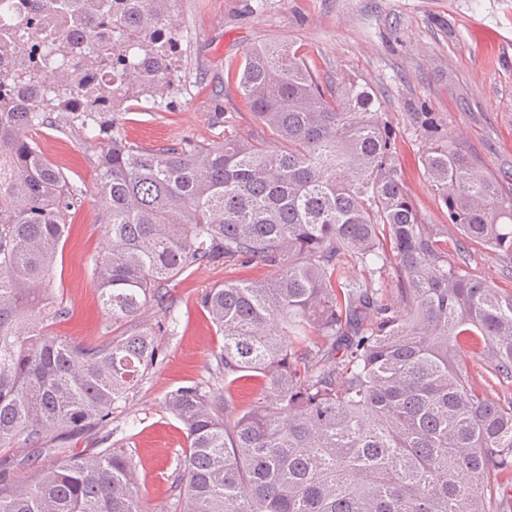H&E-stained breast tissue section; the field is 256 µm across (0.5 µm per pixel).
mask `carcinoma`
I'll return each instance as SVG.
<instances>
[{
	"label": "carcinoma",
	"mask_w": 512,
	"mask_h": 512,
	"mask_svg": "<svg viewBox=\"0 0 512 512\" xmlns=\"http://www.w3.org/2000/svg\"><path fill=\"white\" fill-rule=\"evenodd\" d=\"M177 0H8L0 13V448H43L105 426L153 367L150 330L98 343L54 336L51 279L82 190L28 132L63 113L99 140L106 246L92 275L112 323L167 301L188 268L259 260L268 281L202 294L224 346V391L180 386L181 512H508L512 293L472 275L403 185L386 113L336 93L286 45L249 50L238 87L261 126L220 146L148 150L119 130L135 95L158 104L180 41ZM424 175L465 238L512 252V197L422 112ZM395 279L393 294L380 277ZM468 348L478 382L459 362ZM263 382L233 412L237 382ZM0 512H148L122 448L65 455Z\"/></svg>",
	"instance_id": "1"
}]
</instances>
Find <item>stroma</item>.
Listing matches in <instances>:
<instances>
[{"label": "stroma", "mask_w": 512, "mask_h": 512, "mask_svg": "<svg viewBox=\"0 0 512 512\" xmlns=\"http://www.w3.org/2000/svg\"><path fill=\"white\" fill-rule=\"evenodd\" d=\"M174 21L181 39L166 103L152 112L131 104L120 120L123 135L162 149L188 140L220 144L228 123L258 130L237 88L239 66L256 46L290 44L335 88L353 80L372 88L395 132L405 186L449 257H464L470 273L512 292V253L462 238L448 223L423 175L427 139L413 120L414 113H432L512 197V0H178ZM35 139L86 192L55 263L54 294L69 314L51 324V332L93 341L156 327L171 313L177 318L174 331L157 334L158 363L117 403L110 424L76 436L68 450L125 448L149 512H180L177 461L188 443L164 398L187 384L224 385L211 369L224 338L200 297L224 283L270 279L273 271L256 260L196 265L171 285V309L151 303L131 321L113 324L91 278L106 244L96 197L97 145L82 133L49 126L36 130Z\"/></svg>", "instance_id": "1"}]
</instances>
